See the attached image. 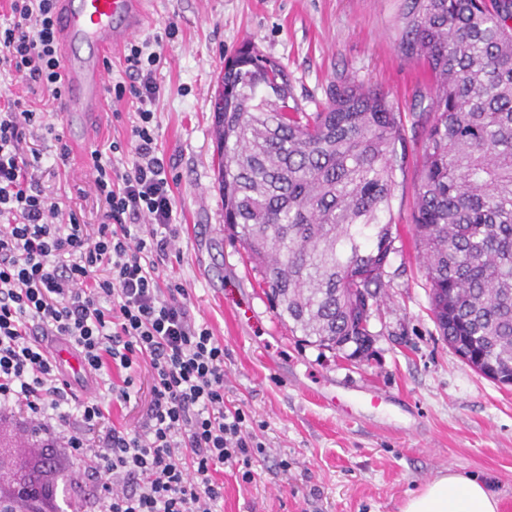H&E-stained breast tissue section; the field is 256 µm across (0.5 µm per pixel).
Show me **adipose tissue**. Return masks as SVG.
Returning <instances> with one entry per match:
<instances>
[{
  "mask_svg": "<svg viewBox=\"0 0 512 512\" xmlns=\"http://www.w3.org/2000/svg\"><path fill=\"white\" fill-rule=\"evenodd\" d=\"M401 512H499V501L483 482L445 472L407 498Z\"/></svg>",
  "mask_w": 512,
  "mask_h": 512,
  "instance_id": "1",
  "label": "adipose tissue"
}]
</instances>
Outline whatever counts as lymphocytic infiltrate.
Returning a JSON list of instances; mask_svg holds the SVG:
<instances>
[{
  "label": "lymphocytic infiltrate",
  "mask_w": 512,
  "mask_h": 512,
  "mask_svg": "<svg viewBox=\"0 0 512 512\" xmlns=\"http://www.w3.org/2000/svg\"><path fill=\"white\" fill-rule=\"evenodd\" d=\"M56 0H9L0 25V72L21 75L25 93L0 91V426L10 425L44 448H62L82 477L83 508L98 512H217L224 466L253 478L265 444L249 414L224 400V345L196 322L189 293L160 269L176 251V207L159 155L153 107L161 86L160 46L129 43L126 81L116 99L137 102L132 159L116 167L121 143L94 151V190L108 206L89 229L40 185L41 154L27 144L33 130L57 144L56 165L71 147L52 110L34 97L61 101L65 84L56 37ZM68 342L84 372L117 368L125 376L107 395L76 399L53 352ZM152 369V401L138 430L117 427L112 401L130 402L141 363Z\"/></svg>",
  "instance_id": "lymphocytic-infiltrate-1"
}]
</instances>
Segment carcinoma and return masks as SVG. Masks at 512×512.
Returning <instances> with one entry per match:
<instances>
[{"label":"carcinoma","mask_w":512,"mask_h":512,"mask_svg":"<svg viewBox=\"0 0 512 512\" xmlns=\"http://www.w3.org/2000/svg\"><path fill=\"white\" fill-rule=\"evenodd\" d=\"M401 21L402 50L436 79L413 216L433 319L479 373L511 380L512 0H405ZM225 88L213 113L224 230L291 331L366 355L354 289L378 304L397 253L401 113L354 83L317 112H287L288 79L256 48Z\"/></svg>","instance_id":"1"}]
</instances>
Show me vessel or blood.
Masks as SVG:
<instances>
[{"mask_svg":"<svg viewBox=\"0 0 512 512\" xmlns=\"http://www.w3.org/2000/svg\"><path fill=\"white\" fill-rule=\"evenodd\" d=\"M146 0H58L57 31L64 63L65 111L81 116L82 140L98 135L92 116L103 90L102 61L107 51L137 32Z\"/></svg>","mask_w":512,"mask_h":512,"instance_id":"vessel-or-blood-1","label":"vessel or blood"}]
</instances>
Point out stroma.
Segmentation results:
<instances>
[{"instance_id":"stroma-1","label":"stroma","mask_w":512,"mask_h":512,"mask_svg":"<svg viewBox=\"0 0 512 512\" xmlns=\"http://www.w3.org/2000/svg\"><path fill=\"white\" fill-rule=\"evenodd\" d=\"M403 0H150L136 41L167 23L178 33L163 48L156 134L169 165L181 255L165 266L181 283L197 321L224 344V400L246 409L266 453L254 477L224 468L218 512H400L436 475L483 481L499 512H512V386L495 383L450 348L431 315L411 215L434 79L400 48ZM278 62L299 108L326 105L344 81L381 90L403 116L406 158L391 213L396 254L390 286L370 320L369 358H343L292 335L275 315L238 243L224 236L215 184L212 100L226 58L244 41ZM130 98L109 99L104 135L54 165L50 135L32 139L43 155V189L100 223L107 206L91 188V151L130 141ZM393 403L364 408V389ZM349 402L343 413L326 394Z\"/></svg>"}]
</instances>
